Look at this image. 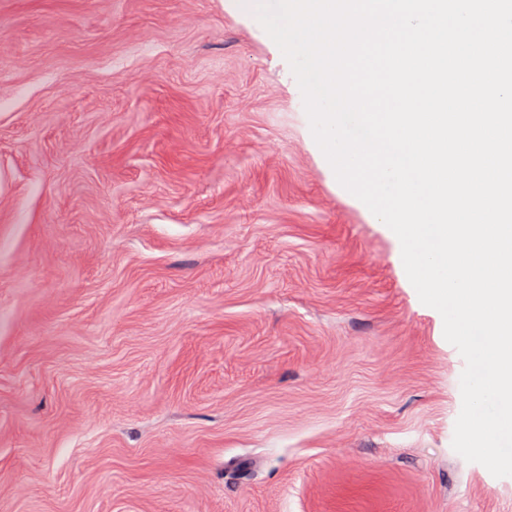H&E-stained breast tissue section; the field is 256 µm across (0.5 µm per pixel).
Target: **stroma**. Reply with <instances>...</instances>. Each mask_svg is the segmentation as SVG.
I'll list each match as a JSON object with an SVG mask.
<instances>
[{
  "instance_id": "stroma-1",
  "label": "stroma",
  "mask_w": 512,
  "mask_h": 512,
  "mask_svg": "<svg viewBox=\"0 0 512 512\" xmlns=\"http://www.w3.org/2000/svg\"><path fill=\"white\" fill-rule=\"evenodd\" d=\"M464 366L247 0H0V512H512Z\"/></svg>"
}]
</instances>
